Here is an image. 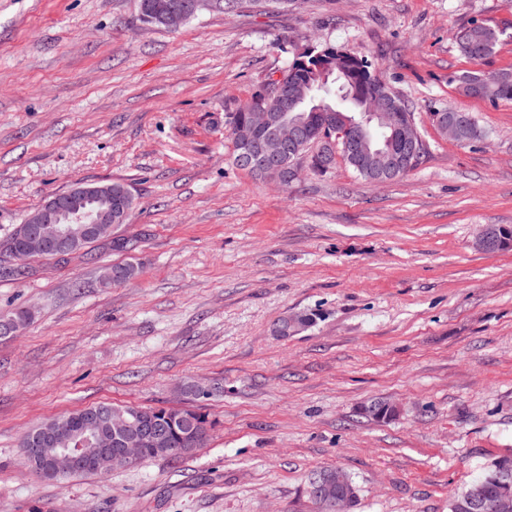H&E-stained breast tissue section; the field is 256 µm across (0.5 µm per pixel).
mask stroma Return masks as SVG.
Listing matches in <instances>:
<instances>
[{
    "mask_svg": "<svg viewBox=\"0 0 512 512\" xmlns=\"http://www.w3.org/2000/svg\"><path fill=\"white\" fill-rule=\"evenodd\" d=\"M502 33L485 69L512 68V0H273L144 24L138 0H0V235L78 181L135 197L108 245L34 259L0 281L32 320L0 340V512H312L311 472L337 467L352 512H449L486 461L512 451V102L459 94L453 34ZM371 62L411 107L417 166L374 185L344 161L289 186L237 168L225 122L305 49ZM472 113L461 144L431 115ZM139 276L104 287L105 267ZM309 314L288 337L275 324ZM201 448L65 482L40 477L25 430L96 403L183 407ZM400 409L376 422L361 406ZM111 268L113 286L124 285L130 282L131 280H134L138 276L140 270L138 263L126 260L124 262L113 264L111 267H108L106 271H104L102 279H106L110 276V273L107 270Z\"/></svg>",
    "mask_w": 512,
    "mask_h": 512,
    "instance_id": "obj_1",
    "label": "stroma"
}]
</instances>
